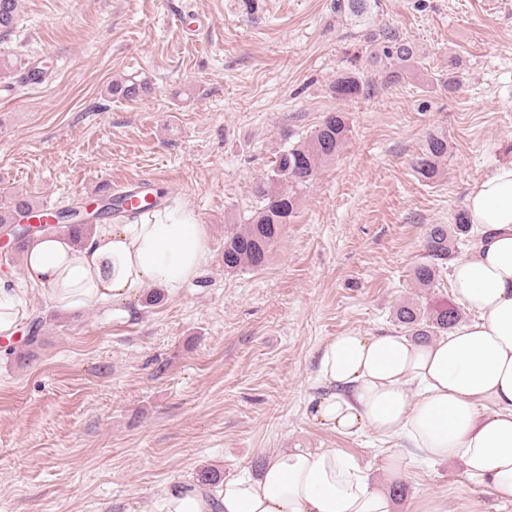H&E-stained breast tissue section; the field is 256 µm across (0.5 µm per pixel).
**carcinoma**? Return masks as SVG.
Instances as JSON below:
<instances>
[{
  "instance_id": "obj_1",
  "label": "carcinoma",
  "mask_w": 512,
  "mask_h": 512,
  "mask_svg": "<svg viewBox=\"0 0 512 512\" xmlns=\"http://www.w3.org/2000/svg\"><path fill=\"white\" fill-rule=\"evenodd\" d=\"M336 16L346 17L364 27L363 45L369 65L387 85H396L420 64L417 44L379 19L380 0H333ZM18 10V0H0V38L12 29ZM358 57L347 59V65L336 74L330 93L338 101H346L372 90L373 80L357 66ZM147 90V82L124 78L112 82L108 93L117 100L133 99ZM350 126L345 112H330L302 142L279 151L271 169L256 180L251 192L257 206L245 224L224 225V271L237 273L262 268L274 247L280 242L283 226L291 223L300 205V190L309 185L320 166L340 152L349 138ZM448 157V140L442 135H430L424 148L413 160L417 173L433 179L439 164ZM32 202L21 194L10 197L8 213L0 214V224H13V217L30 211ZM57 224L47 227L40 235L63 233L75 245L82 244L93 231V224H73L77 212L72 207L55 212ZM471 231L466 213L459 211L451 224H431L425 240L424 260L412 272L418 288H431L446 269L455 248ZM462 318L455 306L423 307L404 303L396 310V319L406 328L416 343H427L457 326ZM197 484L214 487L224 481L223 473L210 466L196 473Z\"/></svg>"
}]
</instances>
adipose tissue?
<instances>
[{
    "label": "adipose tissue",
    "instance_id": "adipose-tissue-1",
    "mask_svg": "<svg viewBox=\"0 0 512 512\" xmlns=\"http://www.w3.org/2000/svg\"><path fill=\"white\" fill-rule=\"evenodd\" d=\"M471 255L450 271L470 319L420 345L396 335L345 332L324 344L317 377L328 390L314 417L344 435L371 430L405 437L427 460H456L491 493L512 501V163L466 197ZM209 232L191 214L158 209L146 222L96 225L81 246L34 239L24 257L26 288L0 282V335L17 334L28 288L62 310L106 305L157 285L196 278ZM167 512H393L387 493L336 450L283 451L259 477L224 480L220 491L178 489Z\"/></svg>",
    "mask_w": 512,
    "mask_h": 512
}]
</instances>
